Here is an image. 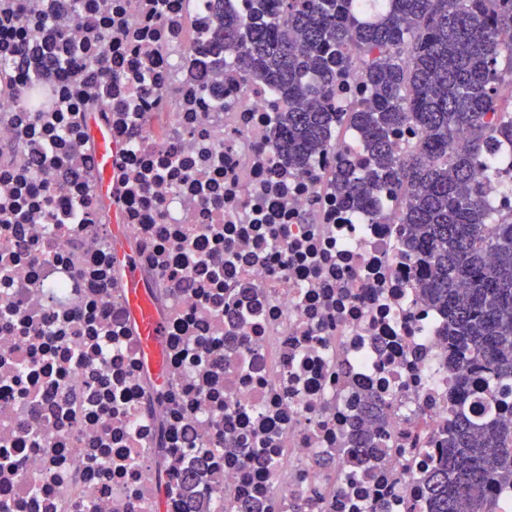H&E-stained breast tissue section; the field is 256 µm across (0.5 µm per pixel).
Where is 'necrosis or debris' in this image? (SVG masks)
I'll use <instances>...</instances> for the list:
<instances>
[{"label": "necrosis or debris", "instance_id": "obj_1", "mask_svg": "<svg viewBox=\"0 0 512 512\" xmlns=\"http://www.w3.org/2000/svg\"><path fill=\"white\" fill-rule=\"evenodd\" d=\"M212 0H0V512H155L157 424L177 475L206 473L209 512H422L421 477L456 396L443 315L418 295L405 198L343 207L342 157L366 101L356 49L331 102L340 138L305 170L277 152L281 100L235 63L209 66ZM104 59L111 81L92 79ZM104 99L120 145V221L164 297L169 398L145 372L113 285L107 200L83 120ZM373 440L412 429L353 478L342 450L366 393ZM333 464L320 467V460Z\"/></svg>", "mask_w": 512, "mask_h": 512}]
</instances>
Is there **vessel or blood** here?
I'll list each match as a JSON object with an SVG mask.
<instances>
[{
	"mask_svg": "<svg viewBox=\"0 0 512 512\" xmlns=\"http://www.w3.org/2000/svg\"><path fill=\"white\" fill-rule=\"evenodd\" d=\"M87 124L95 144L97 189L109 192L115 181L114 161L120 152L109 128L99 122L96 114H88ZM108 241L115 257L116 274L124 286L123 306L138 338L139 352L146 375L157 383L166 380L167 326L158 311L138 255L133 252L124 225H110Z\"/></svg>",
	"mask_w": 512,
	"mask_h": 512,
	"instance_id": "vessel-or-blood-1",
	"label": "vessel or blood"
}]
</instances>
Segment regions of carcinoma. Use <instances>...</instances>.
Here are the masks:
<instances>
[{
	"mask_svg": "<svg viewBox=\"0 0 512 512\" xmlns=\"http://www.w3.org/2000/svg\"><path fill=\"white\" fill-rule=\"evenodd\" d=\"M251 2L247 15L218 16L212 65L231 54L245 75L278 90L279 150L292 165L327 146L336 118L328 101L349 63L343 49L359 51L371 97L352 120L366 142V176L345 160L334 188L354 210L370 206L378 182L403 189L405 245L425 267L423 296L444 310L448 369L461 371L447 446L423 478L427 512H498L499 498L512 495V214L485 198L475 164L495 152L512 163V111L500 106L512 43L499 40L512 32V0H388L370 20L352 0ZM406 125L424 138L399 156L391 134ZM166 396L148 383L144 410ZM382 448L355 437L345 460Z\"/></svg>",
	"mask_w": 512,
	"mask_h": 512,
	"instance_id": "obj_1",
	"label": "carcinoma"
}]
</instances>
